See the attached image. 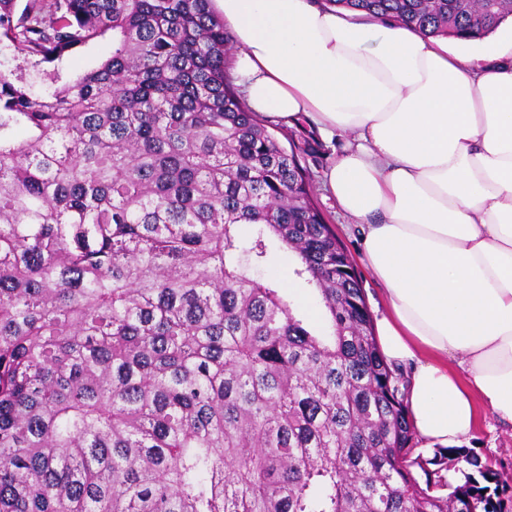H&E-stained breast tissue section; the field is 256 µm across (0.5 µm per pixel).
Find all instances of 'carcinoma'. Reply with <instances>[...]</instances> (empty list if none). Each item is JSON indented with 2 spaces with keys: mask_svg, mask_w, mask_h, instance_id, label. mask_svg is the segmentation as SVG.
Returning <instances> with one entry per match:
<instances>
[{
  "mask_svg": "<svg viewBox=\"0 0 512 512\" xmlns=\"http://www.w3.org/2000/svg\"><path fill=\"white\" fill-rule=\"evenodd\" d=\"M211 2L0 0V44L46 86L0 71V512H509L478 460L454 486L457 458L412 453L305 149L231 84ZM327 2L431 37L512 16V0ZM274 246L327 327L252 277ZM111 51L109 44L101 43L87 50L77 53L64 63L65 71L71 75H77L82 71L93 67L100 58Z\"/></svg>",
  "mask_w": 512,
  "mask_h": 512,
  "instance_id": "obj_1",
  "label": "carcinoma"
}]
</instances>
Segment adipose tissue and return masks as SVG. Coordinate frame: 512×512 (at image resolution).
Here are the masks:
<instances>
[{
	"instance_id": "1",
	"label": "adipose tissue",
	"mask_w": 512,
	"mask_h": 512,
	"mask_svg": "<svg viewBox=\"0 0 512 512\" xmlns=\"http://www.w3.org/2000/svg\"><path fill=\"white\" fill-rule=\"evenodd\" d=\"M252 111L346 136L324 188L354 225L388 308L387 361L425 447L458 444L480 407L512 424V26L496 63L327 0H219Z\"/></svg>"
}]
</instances>
